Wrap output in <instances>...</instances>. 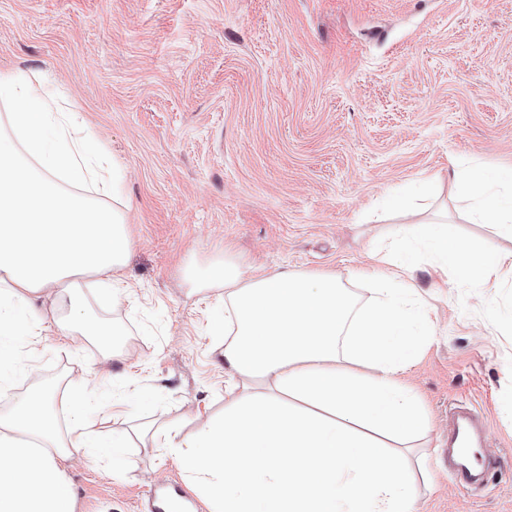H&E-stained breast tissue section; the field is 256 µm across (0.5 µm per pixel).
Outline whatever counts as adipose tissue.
I'll return each instance as SVG.
<instances>
[{"label": "adipose tissue", "mask_w": 512, "mask_h": 512, "mask_svg": "<svg viewBox=\"0 0 512 512\" xmlns=\"http://www.w3.org/2000/svg\"><path fill=\"white\" fill-rule=\"evenodd\" d=\"M0 97L15 107L0 131L2 387L15 376L19 339L39 336L48 319L94 334L90 317L58 310L74 301L84 274L105 277L113 297L122 296L130 241L125 212L102 202L120 199V171L103 167L75 113L55 111L40 74L1 75ZM90 183L93 198L80 192ZM453 193L473 223L512 236L511 174L469 168L455 176ZM423 236L458 287L500 288L512 279V251L470 247L435 225ZM416 268L407 252L396 272L371 276V303L359 308L332 275L248 279L233 261L215 262L205 278L223 285L231 327L224 362L234 396L224 419L187 440L175 422L143 424L134 435L178 455L215 512H411L415 484L399 450L429 429L401 380L416 337L429 333ZM45 390L35 383L0 414V512H74L67 462L123 454L124 439L97 437L109 402L92 416L89 388L50 400Z\"/></svg>", "instance_id": "1"}]
</instances>
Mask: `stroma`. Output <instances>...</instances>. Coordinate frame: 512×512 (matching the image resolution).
Listing matches in <instances>:
<instances>
[{"label":"stroma","instance_id":"stroma-1","mask_svg":"<svg viewBox=\"0 0 512 512\" xmlns=\"http://www.w3.org/2000/svg\"><path fill=\"white\" fill-rule=\"evenodd\" d=\"M36 71L124 174L133 242L120 299L85 276L83 314L122 332L104 360L93 336L47 322L0 392L7 412L30 375L59 392L100 372L114 431L174 421L192 433L224 414V289L191 276L232 255L247 276L333 274L365 306L354 270L418 216L393 190L438 176L422 212L449 234L512 251L449 198L452 159L512 172V0H0V74ZM416 280L434 325L405 382L431 429L406 449L415 512H512V287L481 295ZM488 421L500 468L482 491L448 479L450 406ZM75 512H139L154 485L193 481L167 449L132 439L116 461L70 462Z\"/></svg>","mask_w":512,"mask_h":512}]
</instances>
